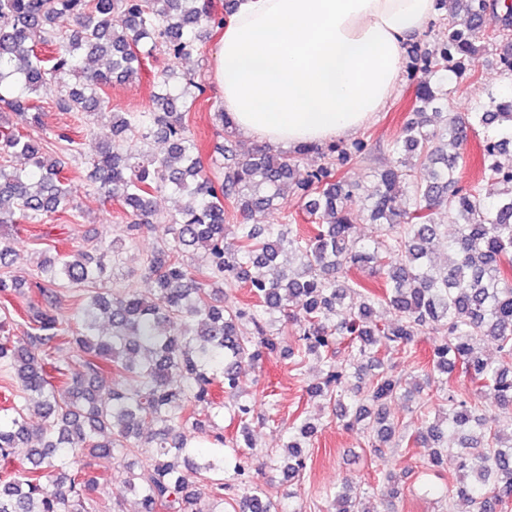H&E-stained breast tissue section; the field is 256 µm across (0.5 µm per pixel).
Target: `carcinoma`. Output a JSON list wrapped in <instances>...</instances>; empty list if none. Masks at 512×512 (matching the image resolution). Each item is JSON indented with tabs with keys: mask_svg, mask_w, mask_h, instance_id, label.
Listing matches in <instances>:
<instances>
[{
	"mask_svg": "<svg viewBox=\"0 0 512 512\" xmlns=\"http://www.w3.org/2000/svg\"><path fill=\"white\" fill-rule=\"evenodd\" d=\"M448 11L444 40L412 55L408 77L415 83L413 117L395 141L398 157L376 172L372 193L360 198L369 212L371 240L351 236L346 202L359 184L341 168L353 155H368L370 144L357 139L324 148L301 145L292 151L254 148L238 156L222 150L224 180L203 174L199 148L185 123L189 105L204 93L191 76L175 68L155 77L158 92L142 112H114L107 133L97 135L90 182L106 197L117 198L132 217L126 232L153 223L154 194L169 191L185 200L164 218L171 244L147 261L144 277L157 288L149 296L130 286L115 292L102 287L109 278L117 241L106 247L66 251L54 248L37 271L41 302L23 311L25 331L13 334L15 308L10 297L23 295L26 281L11 274L15 225L40 223L56 213L76 211L74 186L61 164L43 153L40 143L14 130L0 132V367L13 372L17 387L0 408V465L13 462L15 449L33 442L26 465L0 479V512H106L96 499L107 480L76 460L117 451L143 450L142 429L155 428L148 445L153 463L121 473L124 488L136 495L137 512H219L224 504V472L250 481L244 465L224 455V447L251 448L252 406L240 400L241 369L284 352L270 325L276 318L299 327L300 360L329 359L346 344L345 367L328 365L324 386L312 395L333 403L347 426L363 425L369 443L383 456L396 426L388 401L418 397L435 383L442 411L409 440L426 449L436 467L457 439V493L472 512H508L512 508V424L501 425L480 412L490 390L498 404L512 408V95L490 90L470 117L448 118V97L467 90L461 82L447 87L417 79L421 70L465 74V57L482 50L497 60L512 82V6L505 0H438ZM68 15L74 26L55 28ZM224 27V15L209 0H0V104L9 111L32 109L30 95L57 92L59 107L90 119L106 107L112 82L136 78L143 60L157 51L176 62L191 55L202 29ZM54 47L44 55L37 45ZM79 79L71 85L69 78ZM492 129L480 144V178L467 185L458 176L460 148L469 132ZM128 134L166 145L161 155L133 159L119 152ZM320 151L324 163L301 168L303 156ZM23 156L28 168H8L5 158ZM304 200L311 227L288 216L284 224H265L273 200L285 191ZM243 218L235 241L224 235L226 206ZM448 207L455 216L448 238V264L433 257L442 225L434 214ZM202 250L206 271L184 262L183 253ZM295 265L276 264L280 253ZM271 271L250 275L252 267ZM354 266L371 270L370 283L339 279ZM228 285H248L253 302L224 303V289L212 288L205 275ZM77 292L78 327L54 313L61 290ZM376 305H387L396 322L380 326ZM440 337L429 374H394L384 368L381 348L413 347L419 337ZM496 344L498 357H487L480 342ZM82 348L83 373L57 361L53 353L70 345ZM472 385L458 394L455 371ZM115 372L125 387L104 400L99 379ZM365 381L362 397H347L348 377ZM225 408L238 422L229 443L218 425L194 417V407ZM40 414L38 427L28 413ZM209 434L217 450L201 454L181 433L187 425ZM318 426L299 415L289 427L284 472L293 478L306 468L303 448ZM189 467L202 484L182 475ZM334 512L358 508L350 485L336 491ZM238 512H286L282 502L254 488L238 503Z\"/></svg>",
	"mask_w": 512,
	"mask_h": 512,
	"instance_id": "obj_1",
	"label": "carcinoma"
}]
</instances>
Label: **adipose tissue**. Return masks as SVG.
<instances>
[{"label": "adipose tissue", "mask_w": 512, "mask_h": 512, "mask_svg": "<svg viewBox=\"0 0 512 512\" xmlns=\"http://www.w3.org/2000/svg\"><path fill=\"white\" fill-rule=\"evenodd\" d=\"M436 0H238L212 77L236 131L273 146L325 145L394 96Z\"/></svg>", "instance_id": "adipose-tissue-1"}]
</instances>
